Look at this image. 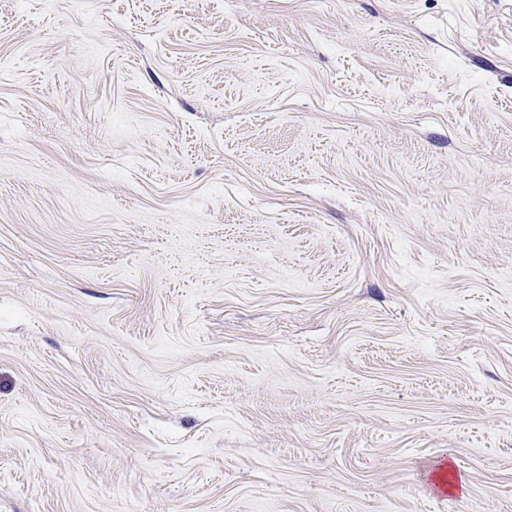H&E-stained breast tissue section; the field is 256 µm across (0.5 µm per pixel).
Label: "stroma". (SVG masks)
Here are the masks:
<instances>
[{
  "label": "stroma",
  "instance_id": "stroma-1",
  "mask_svg": "<svg viewBox=\"0 0 512 512\" xmlns=\"http://www.w3.org/2000/svg\"><path fill=\"white\" fill-rule=\"evenodd\" d=\"M0 512H512V0H0Z\"/></svg>",
  "mask_w": 512,
  "mask_h": 512
}]
</instances>
